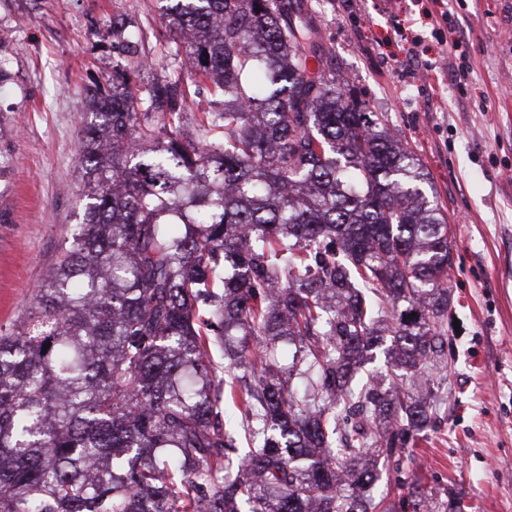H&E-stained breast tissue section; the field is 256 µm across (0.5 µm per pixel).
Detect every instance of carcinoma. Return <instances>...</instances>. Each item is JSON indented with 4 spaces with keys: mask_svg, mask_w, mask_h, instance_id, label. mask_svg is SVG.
<instances>
[{
    "mask_svg": "<svg viewBox=\"0 0 512 512\" xmlns=\"http://www.w3.org/2000/svg\"><path fill=\"white\" fill-rule=\"evenodd\" d=\"M164 2L162 78L112 17L83 218L0 329V512H388L377 460L431 422L419 387L448 363L428 174L347 97L305 0ZM387 335L394 373L353 384ZM212 342L236 344L241 458ZM401 512H429L419 488Z\"/></svg>",
    "mask_w": 512,
    "mask_h": 512,
    "instance_id": "obj_1",
    "label": "carcinoma"
}]
</instances>
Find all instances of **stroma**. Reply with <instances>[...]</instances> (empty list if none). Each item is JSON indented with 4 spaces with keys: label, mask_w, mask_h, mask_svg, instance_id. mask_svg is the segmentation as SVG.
<instances>
[{
    "label": "stroma",
    "mask_w": 512,
    "mask_h": 512,
    "mask_svg": "<svg viewBox=\"0 0 512 512\" xmlns=\"http://www.w3.org/2000/svg\"><path fill=\"white\" fill-rule=\"evenodd\" d=\"M311 2L351 94L428 172L453 253L436 420L380 481L395 503L418 482L432 512H512V0ZM124 11L159 50L161 0H0L2 328L23 319L83 215L86 89L112 74L108 29Z\"/></svg>",
    "instance_id": "1"
}]
</instances>
